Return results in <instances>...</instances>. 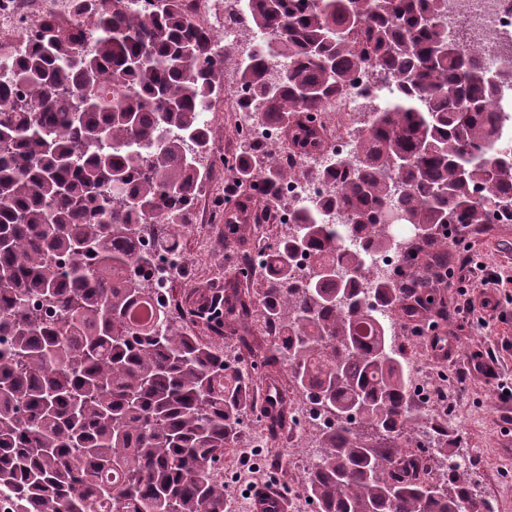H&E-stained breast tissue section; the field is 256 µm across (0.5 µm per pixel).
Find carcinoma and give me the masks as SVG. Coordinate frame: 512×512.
Returning a JSON list of instances; mask_svg holds the SVG:
<instances>
[{
    "mask_svg": "<svg viewBox=\"0 0 512 512\" xmlns=\"http://www.w3.org/2000/svg\"><path fill=\"white\" fill-rule=\"evenodd\" d=\"M158 2L72 0L0 70V490L13 512H228L219 462L254 409L253 379L164 308L132 319L152 262L132 243L148 224L156 249L181 253L211 146L200 115L244 36L230 78L300 150L321 146L303 115L365 66L389 77L359 106L352 158L320 173L325 193L295 207L263 267L254 323L283 332L267 364L336 420L315 435L307 497L317 512H495L461 463L404 461L424 424L390 313L426 288L418 252L407 280L365 283L370 255L407 242L397 224L430 243L447 224L512 218V144L489 111L512 60L491 70L485 47L460 50L448 0H242L222 46L180 0ZM275 152L244 148L235 166L273 198L309 175ZM225 225L226 247L252 233ZM244 320L225 294L224 325Z\"/></svg>",
    "mask_w": 512,
    "mask_h": 512,
    "instance_id": "obj_1",
    "label": "carcinoma"
}]
</instances>
